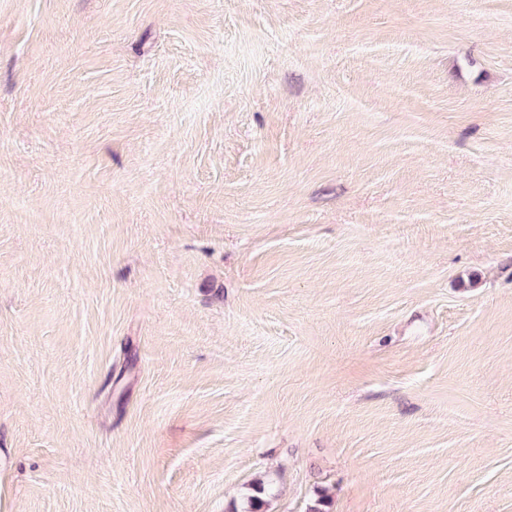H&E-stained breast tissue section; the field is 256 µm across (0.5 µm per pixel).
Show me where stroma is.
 Here are the masks:
<instances>
[{"mask_svg":"<svg viewBox=\"0 0 512 512\" xmlns=\"http://www.w3.org/2000/svg\"><path fill=\"white\" fill-rule=\"evenodd\" d=\"M512 512V0H0V512Z\"/></svg>","mask_w":512,"mask_h":512,"instance_id":"1","label":"stroma"}]
</instances>
